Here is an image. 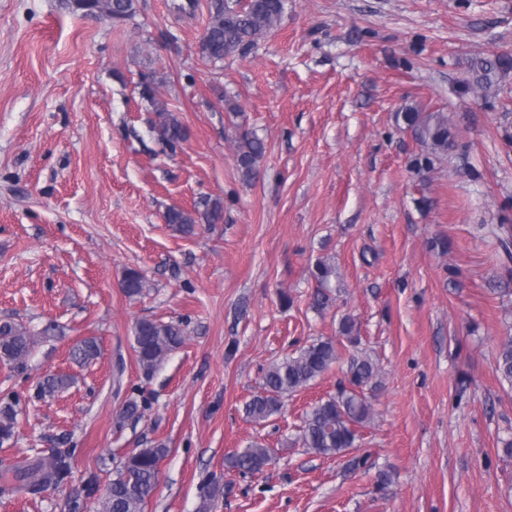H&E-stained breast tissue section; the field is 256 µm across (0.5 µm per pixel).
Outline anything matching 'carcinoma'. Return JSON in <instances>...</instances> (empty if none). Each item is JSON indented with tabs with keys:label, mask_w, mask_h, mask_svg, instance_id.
I'll return each mask as SVG.
<instances>
[{
	"label": "carcinoma",
	"mask_w": 512,
	"mask_h": 512,
	"mask_svg": "<svg viewBox=\"0 0 512 512\" xmlns=\"http://www.w3.org/2000/svg\"><path fill=\"white\" fill-rule=\"evenodd\" d=\"M136 0H76L74 8L83 15H97L115 24L132 19L136 13ZM286 0H249L241 6L239 0H210L209 20L206 26L207 41L202 57L217 64L235 55L251 51L259 38L276 27L285 12ZM512 70V53L504 52L481 60L471 69L468 88L486 90L493 84V77ZM140 97L149 102L156 114L151 132L164 148L175 150L188 136L186 127L178 116L168 110L157 98V80L154 74L141 76ZM402 120L415 139L426 148L425 162L448 154L452 148L451 124L448 114L440 111H423L411 108L402 113ZM266 154L264 140L252 131L242 128L235 139V157L238 170L245 180L256 177L259 165ZM224 218V202L209 198L203 208L192 211L173 207L166 213V222L181 233L190 234L197 224H218ZM499 246L512 261V224H498L492 229ZM311 275L319 284L314 294L315 307H325L330 301L331 280L337 277L336 264L329 258H320L311 267ZM121 288L128 298L144 294L148 282L136 269L125 271ZM54 326L46 325L35 334L28 327L11 322L0 324V362L13 369L26 366L36 335L48 337ZM342 340L319 339L273 362L262 376L261 391L245 405L247 416L255 422H264L280 412L282 399L322 377L339 361L338 346L360 344L355 318L342 317L339 326ZM181 323L142 319L134 327V351L138 366L152 374L167 357L185 342ZM97 340L88 337L72 350V359L80 364L91 363L99 354ZM495 375L502 383L512 386V335L504 337L498 347ZM379 368L367 354L350 358L339 382L336 393L319 399L307 411L299 426L296 442L319 455L337 457L355 446L357 427L372 418V405L365 391L378 385ZM69 385V378L62 374H48L39 381L36 396L53 397ZM19 400L10 395L0 397V446L12 439L17 421ZM169 448L157 443L149 448H137L129 453L116 477L101 484L98 474H89L83 483V497L74 502L71 512H82L87 501L98 505V512H144V507L155 493L159 483L160 463ZM71 448H51L30 457L0 474V497L23 495L30 499L41 497L44 485H63L72 477ZM269 449L254 443L224 459L225 467L240 474H254L269 465Z\"/></svg>",
	"instance_id": "obj_1"
}]
</instances>
